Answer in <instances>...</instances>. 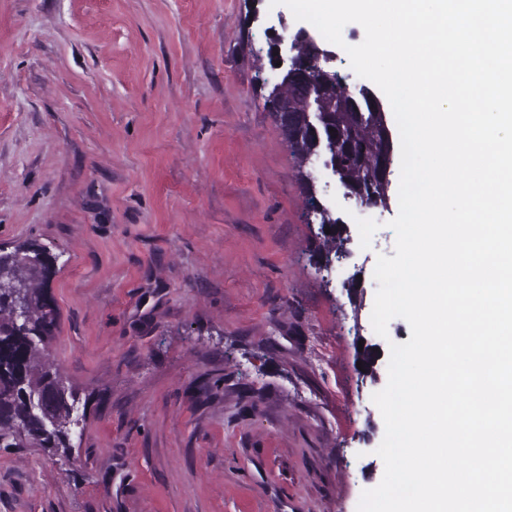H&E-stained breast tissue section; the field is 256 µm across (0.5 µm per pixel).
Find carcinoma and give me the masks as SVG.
I'll return each instance as SVG.
<instances>
[{
    "label": "carcinoma",
    "mask_w": 512,
    "mask_h": 512,
    "mask_svg": "<svg viewBox=\"0 0 512 512\" xmlns=\"http://www.w3.org/2000/svg\"><path fill=\"white\" fill-rule=\"evenodd\" d=\"M320 136L309 132L308 77L286 75L268 90L265 106L288 101L278 125L299 165L322 152L331 133L336 140L339 180L354 194L384 199L391 182L380 176V164L393 141L381 113L366 100L347 95L340 83L322 88ZM56 273L49 248L32 242L0 253V444L6 448L71 449L78 426L79 398L66 385L44 353L54 335L58 314L46 290ZM25 300L27 315L19 320L15 302Z\"/></svg>",
    "instance_id": "carcinoma-1"
}]
</instances>
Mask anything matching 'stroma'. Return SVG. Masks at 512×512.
I'll return each mask as SVG.
<instances>
[{
	"instance_id": "stroma-1",
	"label": "stroma",
	"mask_w": 512,
	"mask_h": 512,
	"mask_svg": "<svg viewBox=\"0 0 512 512\" xmlns=\"http://www.w3.org/2000/svg\"><path fill=\"white\" fill-rule=\"evenodd\" d=\"M267 0H0V248L57 255L69 454L0 447V512H357L384 463L361 377L399 210L316 196L264 106Z\"/></svg>"
}]
</instances>
